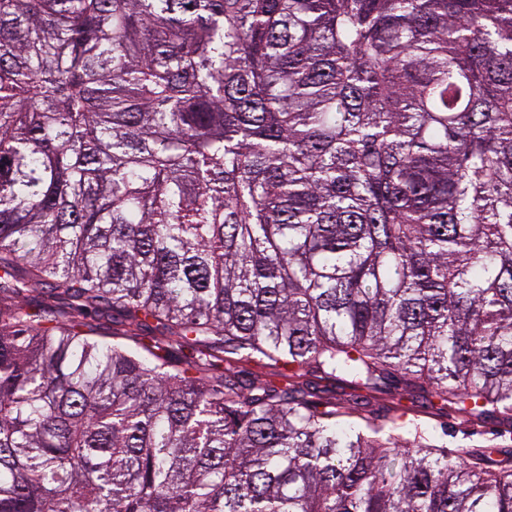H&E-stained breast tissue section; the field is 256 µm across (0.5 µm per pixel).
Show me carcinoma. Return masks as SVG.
Instances as JSON below:
<instances>
[{
  "mask_svg": "<svg viewBox=\"0 0 512 512\" xmlns=\"http://www.w3.org/2000/svg\"><path fill=\"white\" fill-rule=\"evenodd\" d=\"M0 512H512V0H0ZM371 405L376 409H386L395 406L398 402L405 407L411 408L417 414L423 415L425 400L422 397H411L403 394L400 390L385 389L369 397ZM432 424L438 427L439 432H441L440 424H446L448 426V436L443 438V442L446 443L448 448H454L458 445L468 443L471 439L483 440L490 438L492 437V431L496 428L494 422H487L480 426H472L455 415L437 418V420L432 421Z\"/></svg>",
  "mask_w": 512,
  "mask_h": 512,
  "instance_id": "cac0c4a2",
  "label": "carcinoma"
}]
</instances>
